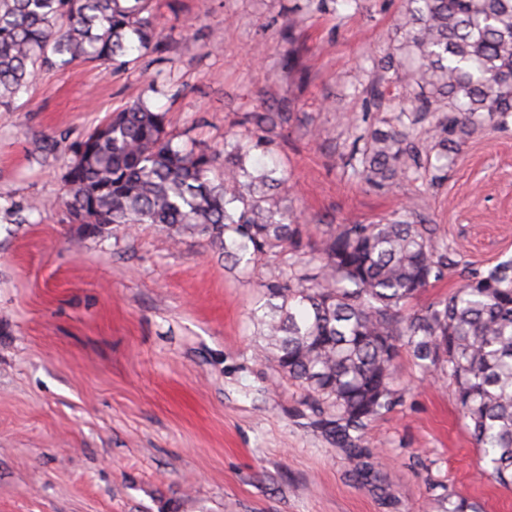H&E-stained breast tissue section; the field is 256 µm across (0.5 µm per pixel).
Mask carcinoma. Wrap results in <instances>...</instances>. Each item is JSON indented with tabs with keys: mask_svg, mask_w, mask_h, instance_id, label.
Returning a JSON list of instances; mask_svg holds the SVG:
<instances>
[{
	"mask_svg": "<svg viewBox=\"0 0 512 512\" xmlns=\"http://www.w3.org/2000/svg\"><path fill=\"white\" fill-rule=\"evenodd\" d=\"M401 41L359 66L353 84L381 125L352 120L343 165L365 185L441 181L463 137L512 117V0H404ZM152 0H0V112L39 71L76 60L107 67L162 60ZM138 55L129 58L131 52ZM405 94L390 95L391 87ZM289 112H245L246 140L197 152L177 146L166 116L139 98L106 115L68 146L63 175L69 223L99 231L156 224L176 238L203 237L224 259L250 263L289 255L294 272L271 281L253 318L260 354L334 413L364 479L360 438L390 409L401 347L454 386L455 402L490 475L512 486V262L469 273L448 297L406 315L402 308L438 278L448 246L426 218L405 210L378 224H340L302 251L304 229L275 187V170L248 165Z\"/></svg>",
	"mask_w": 512,
	"mask_h": 512,
	"instance_id": "cac0c4a2",
	"label": "carcinoma"
}]
</instances>
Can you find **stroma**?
I'll use <instances>...</instances> for the list:
<instances>
[{"label":"stroma","instance_id":"stroma-1","mask_svg":"<svg viewBox=\"0 0 512 512\" xmlns=\"http://www.w3.org/2000/svg\"><path fill=\"white\" fill-rule=\"evenodd\" d=\"M403 0H156L165 59L41 74L0 112V512H446L449 494L512 512L460 415L449 380L408 349L399 401L368 422L376 472L353 464L305 389L261 362L252 318L288 258L233 268L205 240L143 224L84 235L60 199L63 162L46 142L82 137L143 97L177 143L246 138V112L287 110L250 162L288 178L306 247L345 223L409 207L452 263L405 308L423 309L466 273L512 259V123L466 137L434 186L369 188L344 168L364 58L391 51ZM293 28L297 67L279 58Z\"/></svg>","mask_w":512,"mask_h":512}]
</instances>
